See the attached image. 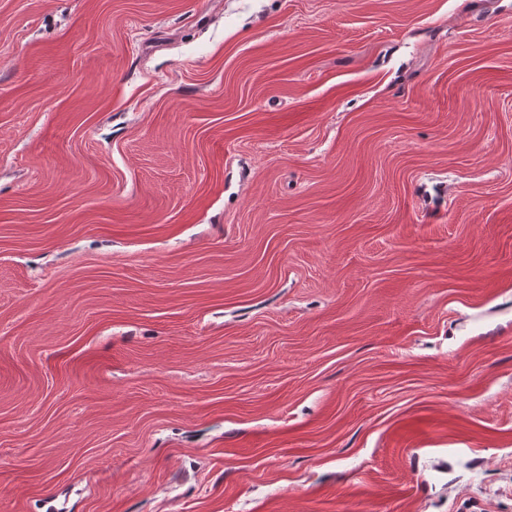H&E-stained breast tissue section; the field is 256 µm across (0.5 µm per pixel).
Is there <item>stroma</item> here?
<instances>
[{
  "label": "stroma",
  "instance_id": "35a3bbf8",
  "mask_svg": "<svg viewBox=\"0 0 512 512\" xmlns=\"http://www.w3.org/2000/svg\"><path fill=\"white\" fill-rule=\"evenodd\" d=\"M512 512V0H0V512Z\"/></svg>",
  "mask_w": 512,
  "mask_h": 512
}]
</instances>
